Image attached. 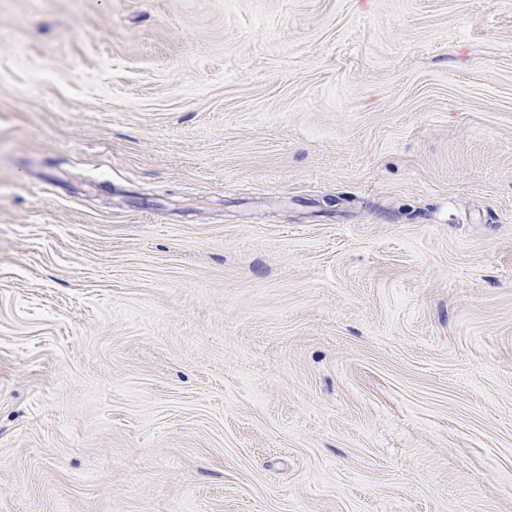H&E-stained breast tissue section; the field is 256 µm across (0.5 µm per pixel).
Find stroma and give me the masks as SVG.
<instances>
[{
	"mask_svg": "<svg viewBox=\"0 0 512 512\" xmlns=\"http://www.w3.org/2000/svg\"><path fill=\"white\" fill-rule=\"evenodd\" d=\"M0 512H512V0H0Z\"/></svg>",
	"mask_w": 512,
	"mask_h": 512,
	"instance_id": "35a3bbf8",
	"label": "stroma"
}]
</instances>
